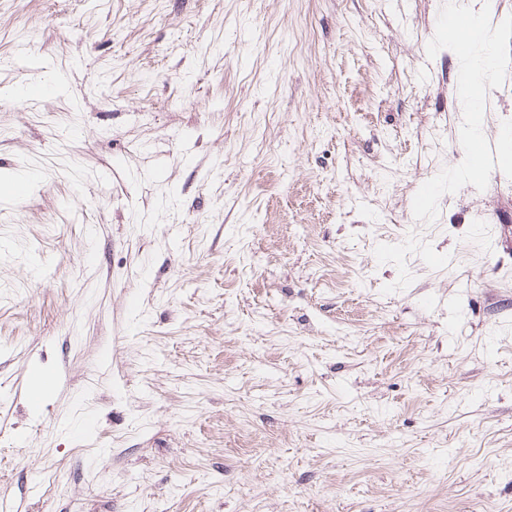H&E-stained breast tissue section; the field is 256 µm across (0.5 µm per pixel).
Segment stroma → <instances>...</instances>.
<instances>
[{"label": "stroma", "instance_id": "35a3bbf8", "mask_svg": "<svg viewBox=\"0 0 512 512\" xmlns=\"http://www.w3.org/2000/svg\"><path fill=\"white\" fill-rule=\"evenodd\" d=\"M443 2L0 0V497L512 512V179L412 212Z\"/></svg>", "mask_w": 512, "mask_h": 512}]
</instances>
